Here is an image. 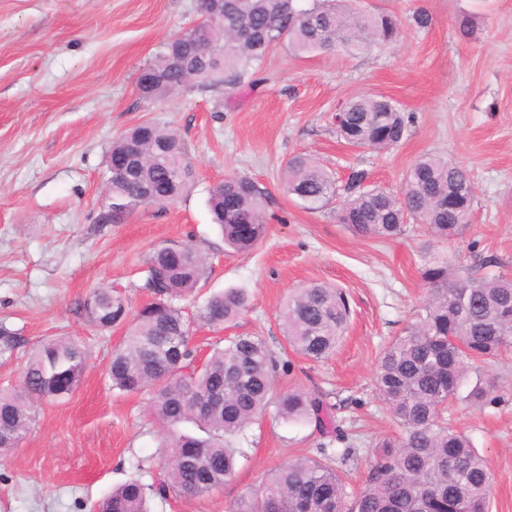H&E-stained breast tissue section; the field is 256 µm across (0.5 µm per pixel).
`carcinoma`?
<instances>
[{
    "mask_svg": "<svg viewBox=\"0 0 512 512\" xmlns=\"http://www.w3.org/2000/svg\"><path fill=\"white\" fill-rule=\"evenodd\" d=\"M248 32V48L239 43ZM400 34L397 16L367 9L355 0H224L209 27L210 52L196 53L192 31L163 42L145 66L157 82L139 91L146 101L163 99L191 85L234 90L258 83L256 74L270 50L285 45L299 54L336 52L356 55L386 47ZM410 120L382 95L348 100L336 135L357 149L382 151L408 135ZM137 149L134 173L114 177L107 191L112 213L101 224H123L134 212L171 204L187 194L195 177L185 143L172 131L151 123L136 125L112 141L109 152ZM367 172L351 173L338 186L330 170L299 153L284 168L283 185L304 208L333 207L336 222L363 237L399 236L410 222L430 237L452 241L472 223L475 195L469 171L446 157L428 154L407 170L400 193L366 185ZM236 210H224V197ZM267 191L247 177L228 175L209 192L213 223L224 243L248 251L268 227L263 199ZM251 224L246 236L241 226ZM176 263L165 247L148 259L146 288L151 300L128 317L126 298L99 288L80 304L86 322L101 329L125 326L122 343L109 367L112 388L151 394L150 412L167 431L162 445L163 480L146 484L134 477L112 489L95 512H148L153 496L168 493L203 497L224 486L235 472L239 450L233 440L270 405L288 421L315 424L324 434L346 440L332 406L316 394L295 390L275 399L279 364L265 341L230 336L206 361L184 373L193 361L190 347L196 325L224 328L248 306V296L231 288L209 297L192 315L181 301L195 295L206 274L205 258L192 246ZM422 277L427 299L411 321L381 353L375 385L402 428L381 441L364 487L350 492L332 454L322 444L312 457H298L270 472L261 487L227 506V512H489L491 477L485 460L464 433L448 425L451 402L496 401L495 386L476 380L462 390L478 363L512 348V275L489 255L479 267L454 269V259L427 253ZM349 302L339 289L314 284L295 290L282 313L288 344L309 360L328 357L350 319ZM17 337L0 328V357L10 356ZM90 353L69 337L50 339L29 354L24 387L0 392V453L16 447L29 433L36 403L61 399L80 385ZM212 402L197 406L196 401ZM184 424L199 433L181 430Z\"/></svg>",
    "mask_w": 512,
    "mask_h": 512,
    "instance_id": "carcinoma-1",
    "label": "carcinoma"
}]
</instances>
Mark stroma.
I'll return each instance as SVG.
<instances>
[{"label": "stroma", "mask_w": 512, "mask_h": 512, "mask_svg": "<svg viewBox=\"0 0 512 512\" xmlns=\"http://www.w3.org/2000/svg\"><path fill=\"white\" fill-rule=\"evenodd\" d=\"M362 3L399 15L397 42L354 56L298 57L280 46L261 83L233 97L194 87L145 101L136 90L140 70L197 20V0H0V326L21 342L0 358V390L19 387L30 351L47 339L69 336L90 351L80 387L39 404L28 435L0 457V512H88L135 473L147 483L162 479L164 431L147 394H122L108 378L123 331L89 325L77 305L109 287L137 312L150 299L148 255L183 243L207 261L196 302L227 288L250 297L227 330L197 328V361L224 336L262 337L290 366L278 372L275 392L323 394L348 440L267 413L237 438L236 471L222 489L155 497L150 512H225L268 470L323 443L336 456L345 444L357 448L341 467L361 486L377 442L397 430L377 397L375 372L381 351L427 296L425 250L454 252L465 267L493 253L512 271V0ZM419 11L427 26L415 23ZM366 93L411 115L397 146L362 151L337 139L332 113ZM143 122L182 137L194 185L176 204L139 209L124 224L97 223L108 148ZM298 153L315 155L341 181L351 168L366 170L370 184L394 193L419 156L442 155L472 172L474 222L452 244L425 238L416 224L394 240L356 235L329 211L306 210L284 192L281 170ZM228 174L268 191L269 232L247 252L225 247L207 205L211 185ZM312 283L341 288L352 312L336 352L318 363L289 347L280 320L288 294ZM479 371L500 402L463 400L448 417L486 460L491 512H512V353Z\"/></svg>", "instance_id": "stroma-1"}]
</instances>
